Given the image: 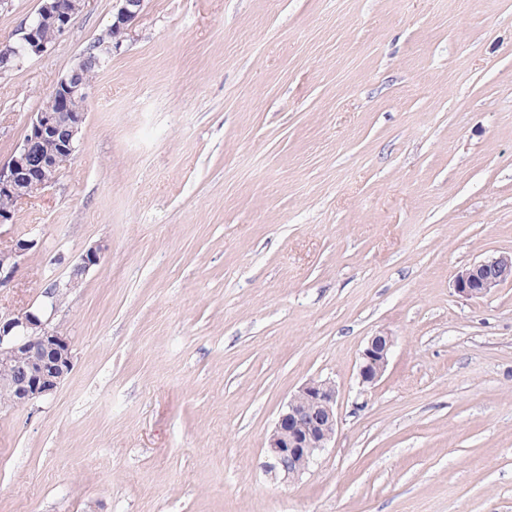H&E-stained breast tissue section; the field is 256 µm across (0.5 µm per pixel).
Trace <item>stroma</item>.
Returning <instances> with one entry per match:
<instances>
[{"label": "stroma", "mask_w": 512, "mask_h": 512, "mask_svg": "<svg viewBox=\"0 0 512 512\" xmlns=\"http://www.w3.org/2000/svg\"><path fill=\"white\" fill-rule=\"evenodd\" d=\"M118 7L0 76V162ZM30 234L0 315L43 310L75 366L0 410V512H512V283L453 287L512 254V0H145L0 248ZM326 378L334 440L272 481ZM103 255V248L100 245L89 247L82 253L78 261L72 266L71 271L66 281H54L45 292L46 298L49 301L52 309L56 308L57 302L67 295L70 290L76 288L78 282L86 275L93 267L100 265ZM507 282H512V254L487 258L460 270L453 286L462 297L480 298ZM393 336L378 332L371 336L360 353L359 379L362 386L375 385L384 375L392 348ZM336 406L332 381L311 379L302 384L268 437L265 471L282 480L304 474L336 435Z\"/></svg>", "instance_id": "1"}]
</instances>
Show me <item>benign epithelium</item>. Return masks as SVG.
Here are the masks:
<instances>
[{
    "instance_id": "obj_1",
    "label": "benign epithelium",
    "mask_w": 512,
    "mask_h": 512,
    "mask_svg": "<svg viewBox=\"0 0 512 512\" xmlns=\"http://www.w3.org/2000/svg\"><path fill=\"white\" fill-rule=\"evenodd\" d=\"M36 15L14 31L0 47V74L13 71L19 62L55 48L56 38L70 30L84 0H41ZM120 3L105 37L95 39L76 57L71 69L49 92L50 110L34 113L21 144L9 161L0 164V198L11 205L0 207V225L15 223L16 206L55 183L63 164L75 153L86 114L69 111L70 103L89 98L90 82L84 71L100 69L130 37L145 0ZM37 239L18 238L0 249V288L12 285L18 257L37 249ZM103 248L91 246L72 266L66 281H55L46 292L51 307L77 287L93 267L100 265ZM512 282V254H502L460 270L453 282L465 298L485 297ZM394 338L378 332L360 353V384L372 386L384 375ZM74 368L71 341L43 319L40 310L0 316V372L20 370L16 378L0 382V404L23 407L55 393ZM337 392L332 381L310 379L291 396L267 440L265 471L283 480L304 474L329 447L336 435Z\"/></svg>"
}]
</instances>
